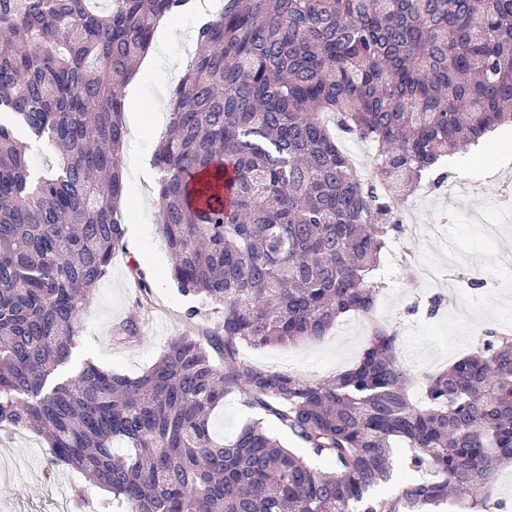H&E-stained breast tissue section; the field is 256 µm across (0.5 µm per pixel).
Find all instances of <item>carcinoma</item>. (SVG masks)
I'll return each mask as SVG.
<instances>
[{
	"instance_id": "carcinoma-1",
	"label": "carcinoma",
	"mask_w": 512,
	"mask_h": 512,
	"mask_svg": "<svg viewBox=\"0 0 512 512\" xmlns=\"http://www.w3.org/2000/svg\"><path fill=\"white\" fill-rule=\"evenodd\" d=\"M186 0H0V430L41 437L123 512H488L512 463V337L420 382L371 324L359 360L302 380L239 358L372 315L413 195L448 158L512 123V0H224L194 32L153 156L178 291L223 313L137 377L72 357L89 289L122 248L123 92ZM376 147L367 179L323 120ZM58 147L37 171L15 125ZM236 394L259 419L226 444ZM274 421L322 471L262 426ZM125 453L112 452L114 442ZM426 477L377 504L393 448ZM255 417L241 405L237 397L227 396L224 398V405L214 414V433L218 437H224L225 441H231L240 428Z\"/></svg>"
}]
</instances>
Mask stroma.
<instances>
[{
    "mask_svg": "<svg viewBox=\"0 0 512 512\" xmlns=\"http://www.w3.org/2000/svg\"><path fill=\"white\" fill-rule=\"evenodd\" d=\"M154 40L159 45L154 61L140 68L125 88L129 130L125 155L139 159L148 171L169 121L164 108L174 85L172 74L183 71L194 52L193 44L179 37L159 33ZM144 118L151 122L153 132L141 138L135 130ZM447 166L450 177L477 185L480 196L448 198L433 187L409 197L402 212L424 231L443 224L462 258L456 275L464 276L477 267L488 283L469 288L475 306L469 314H458L447 287L429 286L413 264L411 257L420 249V241L404 233L393 237L382 259L384 287L374 317L396 330L398 364L417 378L444 369L474 350L485 331L498 329L501 317L512 312V295L500 288L501 282H512V268L499 261L501 254L512 253V223H502L496 206L498 185L512 178V126L496 129L490 151L478 157L469 153L453 157ZM121 215L126 226L124 248L114 254L109 275L92 289L73 356L51 375V383L74 377L87 360L130 377L140 376L171 339L196 334L203 326L218 328L222 320L213 310L189 317L196 301L181 295L171 280L172 258L159 231L155 180L126 177ZM136 249L147 254L145 271L153 285V296L146 304L138 303L129 274ZM436 295L443 297L444 304L431 318L427 308ZM127 325L135 328V339L113 345V336ZM369 328V318L351 312L340 317L321 340L261 349L244 344L239 355L304 380L323 379L356 361ZM106 499L102 489L76 470L50 465L46 448L34 435L0 432V512H112Z\"/></svg>",
    "mask_w": 512,
    "mask_h": 512,
    "instance_id": "obj_1",
    "label": "stroma"
}]
</instances>
